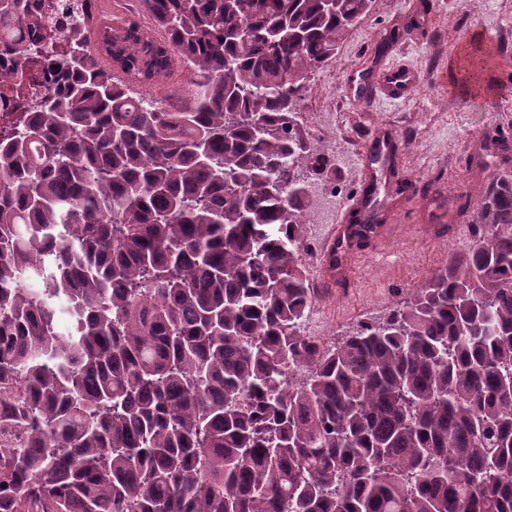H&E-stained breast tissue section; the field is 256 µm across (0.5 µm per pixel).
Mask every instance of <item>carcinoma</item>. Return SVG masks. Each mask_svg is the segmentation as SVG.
Here are the masks:
<instances>
[{
    "label": "carcinoma",
    "instance_id": "cac0c4a2",
    "mask_svg": "<svg viewBox=\"0 0 512 512\" xmlns=\"http://www.w3.org/2000/svg\"><path fill=\"white\" fill-rule=\"evenodd\" d=\"M96 2L0 0V512H512V172L414 298L303 335L301 93L373 0H140L128 83ZM176 57L181 108L133 90Z\"/></svg>",
    "mask_w": 512,
    "mask_h": 512
}]
</instances>
